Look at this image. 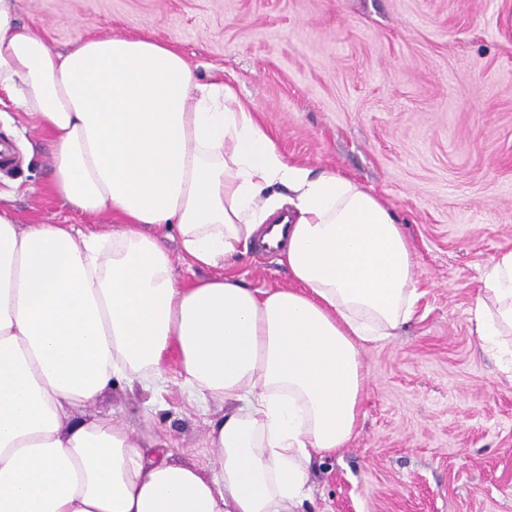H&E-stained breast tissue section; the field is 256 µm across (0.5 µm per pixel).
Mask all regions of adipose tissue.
<instances>
[{"mask_svg":"<svg viewBox=\"0 0 512 512\" xmlns=\"http://www.w3.org/2000/svg\"><path fill=\"white\" fill-rule=\"evenodd\" d=\"M0 92L37 116L53 187L116 229L16 224L0 210V512H299L315 457L361 418L364 343L419 298L396 212L356 182L288 162L224 83L145 38L52 50L0 0ZM285 222L290 288L224 273ZM209 278L178 281L169 241ZM482 347L512 335V251L471 310ZM229 409L211 468L143 447L111 416L76 422L113 379L167 381Z\"/></svg>","mask_w":512,"mask_h":512,"instance_id":"adipose-tissue-1","label":"adipose tissue"}]
</instances>
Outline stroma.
Here are the masks:
<instances>
[{"instance_id": "obj_1", "label": "stroma", "mask_w": 512, "mask_h": 512, "mask_svg": "<svg viewBox=\"0 0 512 512\" xmlns=\"http://www.w3.org/2000/svg\"><path fill=\"white\" fill-rule=\"evenodd\" d=\"M48 46L77 38L166 44L200 82L233 86L289 162L344 175L396 210L421 297L388 340L360 346L357 432L315 458L304 512H512V380L481 348L470 308L512 250V0H18ZM0 206L19 224L108 233L52 186L37 116L0 101ZM256 288L292 282L277 255L230 268ZM113 384L82 418L114 413L138 443L205 466L209 423L180 384Z\"/></svg>"}]
</instances>
